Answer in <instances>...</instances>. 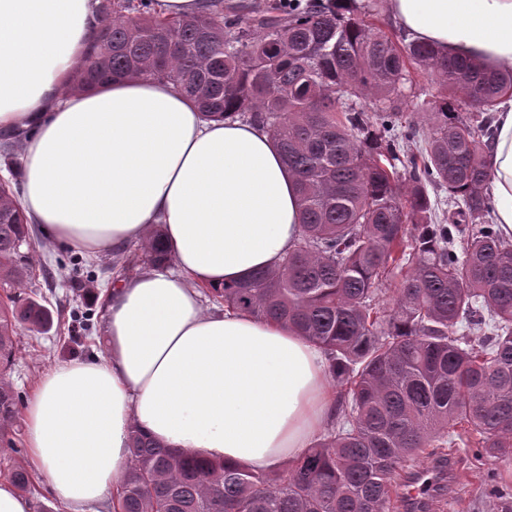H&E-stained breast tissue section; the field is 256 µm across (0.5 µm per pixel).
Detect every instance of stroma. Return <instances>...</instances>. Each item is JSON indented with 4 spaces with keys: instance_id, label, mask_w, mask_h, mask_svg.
Returning a JSON list of instances; mask_svg holds the SVG:
<instances>
[{
    "instance_id": "obj_1",
    "label": "stroma",
    "mask_w": 512,
    "mask_h": 512,
    "mask_svg": "<svg viewBox=\"0 0 512 512\" xmlns=\"http://www.w3.org/2000/svg\"><path fill=\"white\" fill-rule=\"evenodd\" d=\"M31 289L53 313V325L44 334L19 329L15 361L8 378L21 402H28L40 375L55 363L94 357L103 351L101 295L113 280L131 274V261L139 256L132 248L122 254L88 258L83 252L48 245L41 231L32 236ZM448 482L425 512H512V502L490 499L481 481L465 465L463 452L448 461Z\"/></svg>"
}]
</instances>
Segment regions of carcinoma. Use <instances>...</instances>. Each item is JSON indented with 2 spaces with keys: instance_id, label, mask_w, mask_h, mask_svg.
<instances>
[{
  "instance_id": "cac0c4a2",
  "label": "carcinoma",
  "mask_w": 512,
  "mask_h": 512,
  "mask_svg": "<svg viewBox=\"0 0 512 512\" xmlns=\"http://www.w3.org/2000/svg\"><path fill=\"white\" fill-rule=\"evenodd\" d=\"M97 36L68 91L101 79L174 83L207 118L266 129L295 180L300 235L277 268L211 289L229 310L275 321L323 349L342 387L337 419L280 472L180 455L134 427L113 512H389L394 474L464 445L479 469L512 461V241L489 221L486 112L512 98V67L424 42L400 46L360 0H278L169 17L154 0H98ZM438 85L426 127L402 124L410 67ZM419 156L397 169L401 141ZM458 221L437 220L428 187ZM32 227L0 184V447H17L19 398L4 378L17 330L52 311L18 289ZM156 230L147 262L166 259ZM394 286L389 308L379 294ZM14 487L33 488L19 463ZM490 495L512 484L485 472Z\"/></svg>"
}]
</instances>
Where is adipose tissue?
Returning <instances> with one entry per match:
<instances>
[{
    "instance_id": "adipose-tissue-1",
    "label": "adipose tissue",
    "mask_w": 512,
    "mask_h": 512,
    "mask_svg": "<svg viewBox=\"0 0 512 512\" xmlns=\"http://www.w3.org/2000/svg\"><path fill=\"white\" fill-rule=\"evenodd\" d=\"M407 35L512 66V0H390ZM94 0H0V130H29L20 202L46 239L95 257L145 245L168 262L109 287L102 360L44 372L29 400L32 466L69 512L118 483L139 427L169 448L253 471L294 461L330 424L322 350L288 328L207 311L202 291L274 268L300 224L295 182L262 126L204 119L175 85L123 78L62 95ZM494 221L512 239V107L490 150Z\"/></svg>"
}]
</instances>
